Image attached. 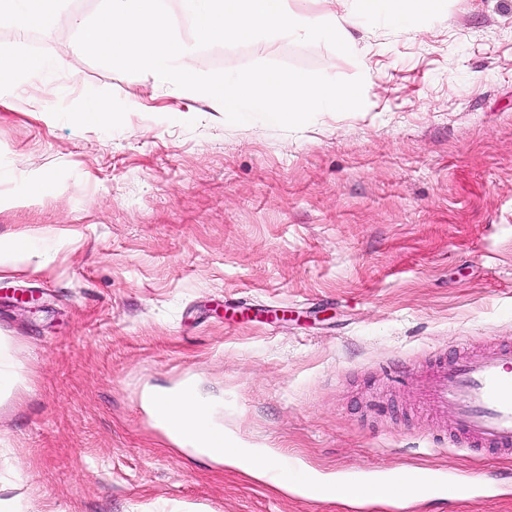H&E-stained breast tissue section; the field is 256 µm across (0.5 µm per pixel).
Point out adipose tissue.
<instances>
[{
  "label": "adipose tissue",
  "instance_id": "obj_1",
  "mask_svg": "<svg viewBox=\"0 0 512 512\" xmlns=\"http://www.w3.org/2000/svg\"><path fill=\"white\" fill-rule=\"evenodd\" d=\"M63 0H0V24L25 30L47 26L60 12ZM66 63L61 52L27 53L0 51V101L13 97L19 86H26L31 101H40L49 74ZM165 405L155 409V419L170 440L191 444L197 455L217 458L221 451L206 447L214 432L208 418L207 401L197 389L164 392Z\"/></svg>",
  "mask_w": 512,
  "mask_h": 512
}]
</instances>
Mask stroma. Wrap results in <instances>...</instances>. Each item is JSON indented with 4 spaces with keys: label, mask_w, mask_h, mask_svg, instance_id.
Wrapping results in <instances>:
<instances>
[{
    "label": "stroma",
    "mask_w": 512,
    "mask_h": 512,
    "mask_svg": "<svg viewBox=\"0 0 512 512\" xmlns=\"http://www.w3.org/2000/svg\"><path fill=\"white\" fill-rule=\"evenodd\" d=\"M65 0L0 49L67 51L45 109L0 105V497L26 512H350L172 443L147 397L193 383L212 424L324 480L406 467L495 481L415 396L433 365L512 343V0H288L351 15L342 54L287 35L198 50V72L275 62L363 77L364 106L286 130L88 59ZM100 97L105 125L72 112ZM33 292L35 306L12 290ZM421 512H512V494ZM17 369L9 354L7 336H0V398L12 389L18 374Z\"/></svg>",
    "instance_id": "stroma-1"
}]
</instances>
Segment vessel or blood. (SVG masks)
<instances>
[{
    "label": "vessel or blood",
    "mask_w": 512,
    "mask_h": 512,
    "mask_svg": "<svg viewBox=\"0 0 512 512\" xmlns=\"http://www.w3.org/2000/svg\"><path fill=\"white\" fill-rule=\"evenodd\" d=\"M420 395L435 411H454L457 444L491 456L512 450V345L437 365Z\"/></svg>",
    "instance_id": "b4317fda"
}]
</instances>
